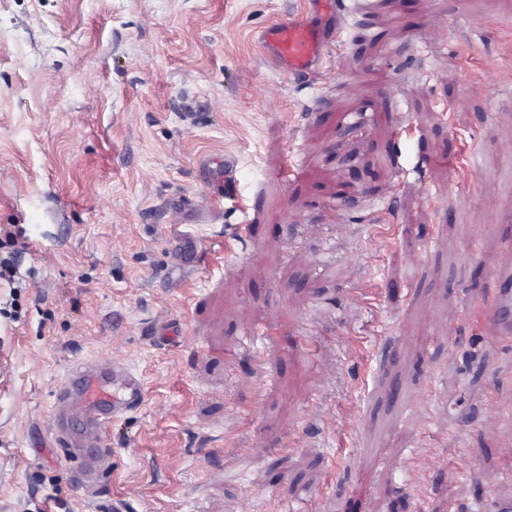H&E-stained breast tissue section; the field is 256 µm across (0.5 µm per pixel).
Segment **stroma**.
Instances as JSON below:
<instances>
[{"mask_svg":"<svg viewBox=\"0 0 512 512\" xmlns=\"http://www.w3.org/2000/svg\"><path fill=\"white\" fill-rule=\"evenodd\" d=\"M306 3L0 0V512L512 500V339L462 314L511 255L512 0H346L315 79L257 42ZM93 359L146 395L85 497ZM144 397L143 380L121 361H89L70 372L57 396L54 431L61 446L68 448L79 464L80 476L72 484L74 491L85 492L99 482L109 456L105 446L112 421L138 409ZM73 414L85 419L83 436H74L69 430L68 419ZM86 448L98 450L90 452Z\"/></svg>","mask_w":512,"mask_h":512,"instance_id":"stroma-1","label":"stroma"}]
</instances>
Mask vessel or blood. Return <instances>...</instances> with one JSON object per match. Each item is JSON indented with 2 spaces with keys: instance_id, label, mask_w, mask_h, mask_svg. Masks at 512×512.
I'll use <instances>...</instances> for the list:
<instances>
[{
  "instance_id": "b4317fda",
  "label": "vessel or blood",
  "mask_w": 512,
  "mask_h": 512,
  "mask_svg": "<svg viewBox=\"0 0 512 512\" xmlns=\"http://www.w3.org/2000/svg\"><path fill=\"white\" fill-rule=\"evenodd\" d=\"M314 14L328 17V25L317 27L307 18L291 17L272 24L259 35L265 56L287 74L322 75L328 61V48L340 38V0H310ZM512 300V267L496 266L486 291L480 317L499 324L500 305ZM145 397L141 377L126 364L89 361L74 368L57 396L54 431L61 446L68 448L79 464L80 475L73 489L87 491L104 474L108 429L113 420L138 409ZM86 422L83 436H74L68 426L71 415Z\"/></svg>"
}]
</instances>
